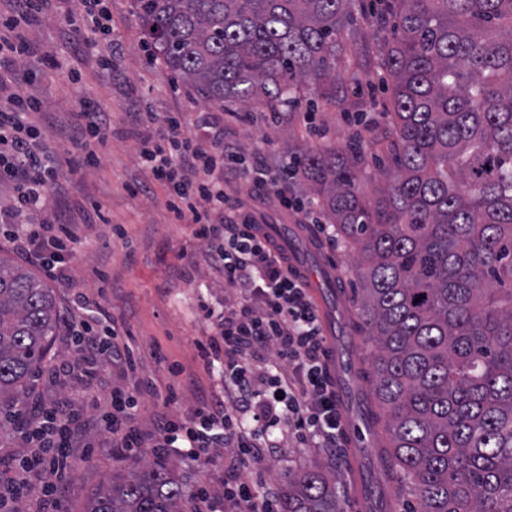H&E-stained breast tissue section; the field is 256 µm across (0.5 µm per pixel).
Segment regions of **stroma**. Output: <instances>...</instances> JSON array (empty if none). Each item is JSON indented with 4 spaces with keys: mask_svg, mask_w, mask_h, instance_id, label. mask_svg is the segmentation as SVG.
Masks as SVG:
<instances>
[{
    "mask_svg": "<svg viewBox=\"0 0 512 512\" xmlns=\"http://www.w3.org/2000/svg\"><path fill=\"white\" fill-rule=\"evenodd\" d=\"M107 3L113 34L122 44L111 74H103L95 62L96 53L108 51V43L89 48L75 24L80 0H47L39 13L22 21L34 52L15 69L19 75H35L22 89L40 100L41 110L32 119L43 127L60 163L61 188L50 191L44 217L73 225L78 236L72 285H51L60 312L68 314L74 294H85L111 310L120 330L131 332L141 357L140 375L102 365L82 395L74 381L41 379L34 397L61 419L79 407L91 415L108 411L113 388L133 387L142 376L159 388L175 387L185 407L197 395L216 390L217 378L203 369L199 357V345L211 332L203 308L233 295L212 268L206 245L193 239L189 225L176 223L166 187L138 155L141 139L155 131L166 113L191 116L211 106L154 56L133 0ZM349 15L324 77L304 83L288 101L245 107L226 103L224 138L239 146L246 161L263 160L276 172L312 152L361 147V184L371 195L392 167L386 45L393 21L381 0H351ZM46 52L56 58L58 68L42 64ZM84 98L105 110L111 124L107 141L96 147L99 162L93 167L82 166V151L71 137ZM132 185L139 186L138 194L129 193ZM284 194L308 199L313 191L301 176L280 190L258 191L251 188L248 172H240L226 188L224 215L237 220L250 216L261 224H305L304 215L281 204ZM96 209L101 212L97 218L92 215ZM118 225L125 227L126 237L114 235ZM295 245L304 255L314 247L332 250L347 308L355 310L360 278L354 250L341 239L328 247L312 227ZM85 441V447L72 449L71 470L54 488L63 512H84L99 485L130 462L112 453L104 434L89 432ZM224 456L217 449L206 460L179 461L183 481L193 490L206 485L222 491ZM310 467L333 471L337 495L348 502L352 482L346 455L305 448L289 438L266 449L264 462L249 479L260 491L276 493L288 472Z\"/></svg>",
    "mask_w": 512,
    "mask_h": 512,
    "instance_id": "stroma-1",
    "label": "stroma"
}]
</instances>
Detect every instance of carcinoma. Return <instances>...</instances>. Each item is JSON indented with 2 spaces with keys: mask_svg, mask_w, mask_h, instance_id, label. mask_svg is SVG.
<instances>
[{
  "mask_svg": "<svg viewBox=\"0 0 512 512\" xmlns=\"http://www.w3.org/2000/svg\"><path fill=\"white\" fill-rule=\"evenodd\" d=\"M154 54L210 103L288 100L321 74L347 0H134ZM394 17V170L377 196L359 150L305 157L324 212L358 254L355 331L384 470L412 512H512V0H386ZM60 326L53 290L0 256V409L22 424ZM85 512H199L157 457L112 475ZM281 512H343L336 482L288 474Z\"/></svg>",
  "mask_w": 512,
  "mask_h": 512,
  "instance_id": "cac0c4a2",
  "label": "carcinoma"
}]
</instances>
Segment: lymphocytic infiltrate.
I'll use <instances>...</instances> for the list:
<instances>
[{"label":"lymphocytic infiltrate","mask_w":512,"mask_h":512,"mask_svg":"<svg viewBox=\"0 0 512 512\" xmlns=\"http://www.w3.org/2000/svg\"><path fill=\"white\" fill-rule=\"evenodd\" d=\"M8 93V108H0V183L12 186L7 204L0 206V225L18 250L39 262L48 278L71 279L69 261L77 241L66 224L29 223L31 214L47 206L55 184L57 161L39 127L27 122L39 111L38 99L21 89ZM81 124L73 138L85 150L83 161L95 165L91 145L105 141L109 126L99 107L81 106ZM184 117L166 116L156 132L141 141L139 158L154 178L166 186L176 220L190 224L191 235L209 249L212 263L234 290L216 315L213 331L200 347L206 369L223 363L220 391L201 394L186 415L162 416L152 432L136 425L145 397L177 403L175 391L159 394L151 379L139 376L140 359L131 342H116L115 320L98 308L92 321L69 324V351L88 364L109 362L138 375L131 390L115 389L112 412L94 422L75 415L57 430L54 447L38 456L39 471L65 477L68 450L87 425L109 436L113 452L126 456L139 448H177L194 460L213 448L225 451L224 491L198 489L206 512H274L276 496L262 494L246 476L262 461V439L269 429L291 431L300 444L337 448L343 437L342 417L334 381L324 361L325 334L307 283L286 262L264 225L224 220V172L241 164L233 144L224 140V119L201 115L192 132H184Z\"/></svg>","instance_id":"obj_1"}]
</instances>
